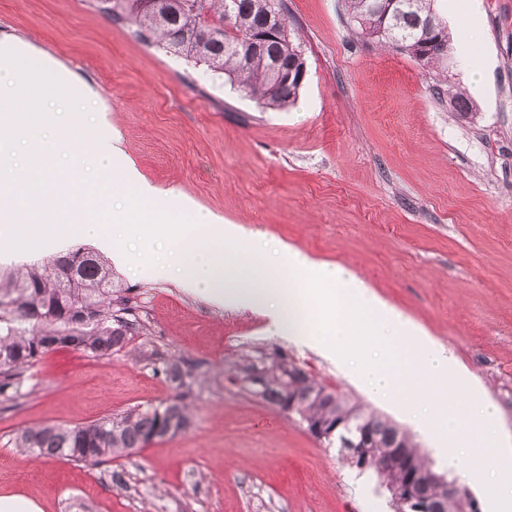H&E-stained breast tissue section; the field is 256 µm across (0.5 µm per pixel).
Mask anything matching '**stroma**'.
Here are the masks:
<instances>
[{
    "label": "stroma",
    "mask_w": 512,
    "mask_h": 512,
    "mask_svg": "<svg viewBox=\"0 0 512 512\" xmlns=\"http://www.w3.org/2000/svg\"><path fill=\"white\" fill-rule=\"evenodd\" d=\"M306 76L295 103L260 106L225 76L148 46L89 0H0V41L72 75L151 185L190 197L362 277L449 349L512 433V0H440L454 48L489 60L472 114L454 112L430 69L353 31L342 0H287ZM143 325L126 352L60 349L0 401V495L43 512H394L375 481L357 484L336 449L228 376L244 356L280 349L330 389L384 415L319 355L268 332L260 309L217 303L176 280L113 266ZM208 382L176 438L96 466L19 453L40 423L83 425L165 399L153 371L170 356Z\"/></svg>",
    "instance_id": "1"
}]
</instances>
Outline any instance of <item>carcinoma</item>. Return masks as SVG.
<instances>
[{"label":"carcinoma","instance_id":"carcinoma-1","mask_svg":"<svg viewBox=\"0 0 512 512\" xmlns=\"http://www.w3.org/2000/svg\"><path fill=\"white\" fill-rule=\"evenodd\" d=\"M93 7L114 22L134 27L144 43L160 41L170 54L203 64L240 86L266 108L283 109L294 103L299 81L280 75L302 53L288 20L285 0H91ZM344 0L357 33L375 39L434 69L437 89L448 87L453 109L461 115L475 104L448 81V27L434 8L436 0ZM126 289L114 286L106 259L88 248L72 249L43 262L22 264L0 274V399L18 395L22 371L44 354L70 347L94 357H109L140 335ZM287 355L269 357L266 386L260 397L288 411L303 425H334L348 415L350 426L368 430L378 455L394 448L428 463L411 436L378 415L367 413L348 397L327 390L311 375L301 374L292 387L279 367ZM171 394L83 425L39 424L21 431L14 447L43 458L96 465L112 455L131 454L154 441L172 439L194 424L190 405L200 398L206 373L188 359L168 358L154 368ZM380 487L405 482V474H385L370 468ZM432 482L420 488L435 512H448V485Z\"/></svg>","mask_w":512,"mask_h":512}]
</instances>
